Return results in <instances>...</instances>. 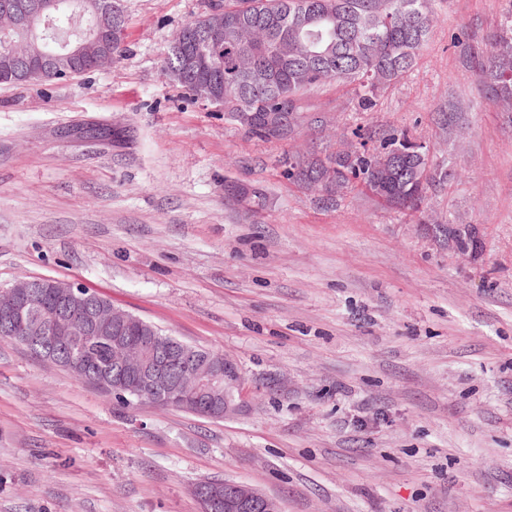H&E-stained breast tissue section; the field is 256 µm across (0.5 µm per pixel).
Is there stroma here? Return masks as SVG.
<instances>
[{"label": "stroma", "mask_w": 512, "mask_h": 512, "mask_svg": "<svg viewBox=\"0 0 512 512\" xmlns=\"http://www.w3.org/2000/svg\"><path fill=\"white\" fill-rule=\"evenodd\" d=\"M506 3L434 0L374 111L312 89L288 141L249 137L165 74L208 0H122L111 67L0 85V286L82 285L223 353L244 401L221 420L128 405L0 340V512H199L203 480L282 512H512V112L451 40L483 46ZM358 127L409 130L457 171L428 210L481 225L480 256L366 192L330 202L284 178L285 153ZM230 179L267 208L226 200Z\"/></svg>", "instance_id": "stroma-1"}]
</instances>
